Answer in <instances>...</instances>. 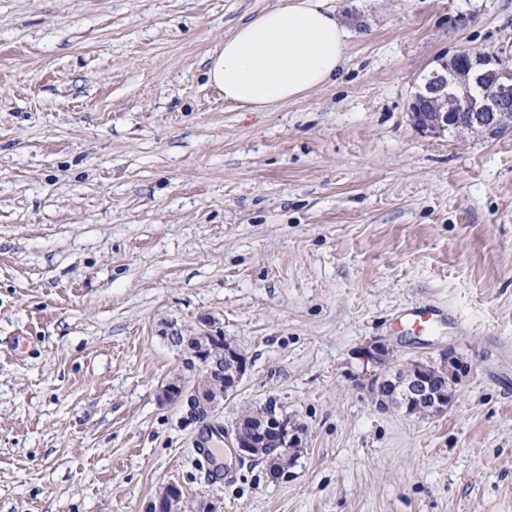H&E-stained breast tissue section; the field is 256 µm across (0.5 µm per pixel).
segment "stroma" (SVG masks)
<instances>
[{
	"mask_svg": "<svg viewBox=\"0 0 512 512\" xmlns=\"http://www.w3.org/2000/svg\"><path fill=\"white\" fill-rule=\"evenodd\" d=\"M279 0H0V512H512V130L423 137L418 77L480 48L512 65V0H333L332 83L247 112L208 81ZM430 305L434 333L399 327ZM215 318L249 361L210 427L160 388L166 338ZM453 348L448 411L405 416L358 352ZM275 400L303 430L287 480L231 431ZM183 492L178 485L169 484L157 495L150 505L153 512H182Z\"/></svg>",
	"mask_w": 512,
	"mask_h": 512,
	"instance_id": "obj_1",
	"label": "stroma"
}]
</instances>
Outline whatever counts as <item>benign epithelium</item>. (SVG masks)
<instances>
[{
  "instance_id": "benign-epithelium-1",
  "label": "benign epithelium",
  "mask_w": 512,
  "mask_h": 512,
  "mask_svg": "<svg viewBox=\"0 0 512 512\" xmlns=\"http://www.w3.org/2000/svg\"><path fill=\"white\" fill-rule=\"evenodd\" d=\"M455 66L441 64L431 72L424 88L411 96L409 118L422 137L437 138L465 127L469 134H492L512 129V67L498 56L459 51ZM200 340L192 353L195 372L212 383L203 387L189 382L181 373L171 377L158 393L162 404H180L187 419L199 422L195 403L209 408L207 419L214 418L222 401L233 397L247 373L248 359L238 347L224 340V334L210 317L197 322ZM224 348V360L213 358L210 350ZM363 376L368 379L379 404L390 403L407 416L419 417L448 409L455 400L457 387L468 374V365L456 352H440L435 364L421 360L406 361L387 373L394 363L389 344L382 339L367 342L359 351ZM253 435L244 438L240 423L232 430V447L241 458L258 459L253 449L264 445L303 447L298 425L271 403L254 417ZM151 512H184L183 492L169 484L150 505Z\"/></svg>"
}]
</instances>
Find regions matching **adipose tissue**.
<instances>
[{"label":"adipose tissue","mask_w":512,"mask_h":512,"mask_svg":"<svg viewBox=\"0 0 512 512\" xmlns=\"http://www.w3.org/2000/svg\"><path fill=\"white\" fill-rule=\"evenodd\" d=\"M346 38L329 0H283L225 38L210 60L209 81L226 101L259 111L333 79Z\"/></svg>","instance_id":"obj_1"}]
</instances>
